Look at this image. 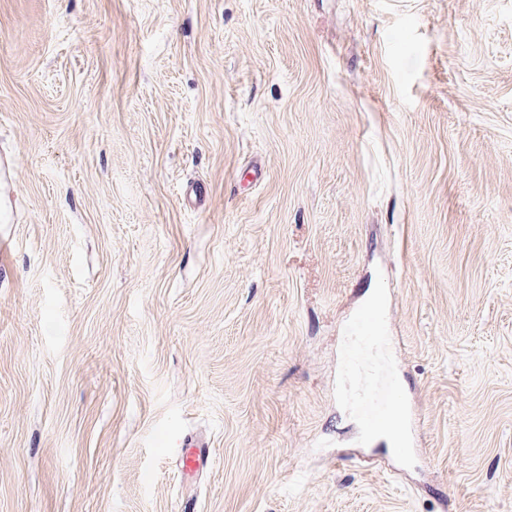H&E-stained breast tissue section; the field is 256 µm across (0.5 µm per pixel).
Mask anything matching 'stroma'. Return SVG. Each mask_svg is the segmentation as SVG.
<instances>
[{
    "instance_id": "stroma-1",
    "label": "stroma",
    "mask_w": 512,
    "mask_h": 512,
    "mask_svg": "<svg viewBox=\"0 0 512 512\" xmlns=\"http://www.w3.org/2000/svg\"><path fill=\"white\" fill-rule=\"evenodd\" d=\"M4 158L0 512H512V0H0ZM360 410L373 431L390 430L398 433L396 450L405 452L402 436L399 432V422L402 412L398 407V391L390 384L381 385L379 378L375 379L363 394ZM176 458L178 470L183 478H191L203 473L211 463V449L208 438L190 437L177 442Z\"/></svg>"
}]
</instances>
